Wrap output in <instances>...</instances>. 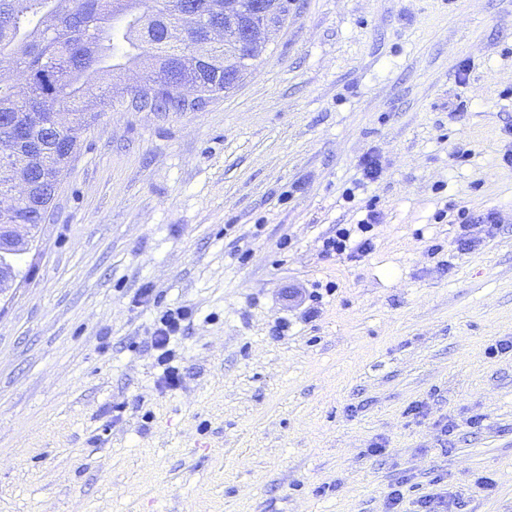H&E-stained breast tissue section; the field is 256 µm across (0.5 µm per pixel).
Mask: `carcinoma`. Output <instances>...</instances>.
I'll return each instance as SVG.
<instances>
[{
  "label": "carcinoma",
  "instance_id": "obj_1",
  "mask_svg": "<svg viewBox=\"0 0 512 512\" xmlns=\"http://www.w3.org/2000/svg\"><path fill=\"white\" fill-rule=\"evenodd\" d=\"M158 0H0V68L23 83L0 79V161L34 182L9 224H44L52 190L100 112L135 95L114 83L130 64L153 82L149 107L180 112L196 99L226 92L224 46L196 16L171 21ZM215 18L223 0H195Z\"/></svg>",
  "mask_w": 512,
  "mask_h": 512
}]
</instances>
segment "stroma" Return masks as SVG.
<instances>
[{
	"instance_id": "stroma-1",
	"label": "stroma",
	"mask_w": 512,
	"mask_h": 512,
	"mask_svg": "<svg viewBox=\"0 0 512 512\" xmlns=\"http://www.w3.org/2000/svg\"><path fill=\"white\" fill-rule=\"evenodd\" d=\"M22 267L0 512H512V0H294L229 92L102 112ZM458 217L461 219L459 222L461 233L456 241L459 250L471 249L476 246L481 240V237L478 236L477 233L481 231L484 232V235H490L495 225H497V213L493 210H489L475 217L462 207L458 211ZM475 229H477L478 232H476ZM323 250L326 253H345L353 257L366 256L372 250V240L369 237H363L355 243L351 242V232L347 228L336 229L335 236H329L323 241ZM183 317V312L177 310L176 313L166 312L156 326L154 334L152 336V345L157 349L161 350L162 362H166L169 359V344L171 336L176 332L179 327V320Z\"/></svg>"
}]
</instances>
